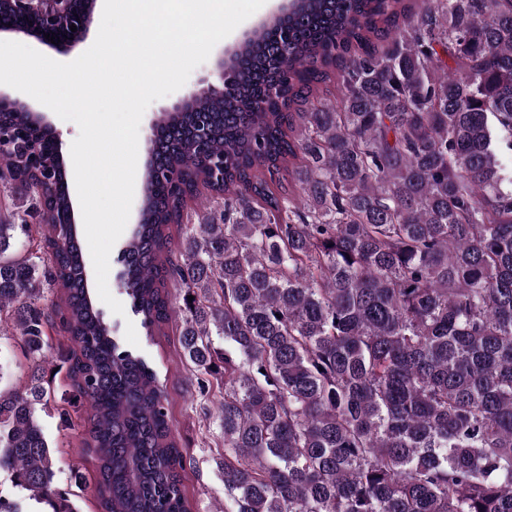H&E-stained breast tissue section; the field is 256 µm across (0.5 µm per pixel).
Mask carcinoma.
<instances>
[{
	"mask_svg": "<svg viewBox=\"0 0 512 512\" xmlns=\"http://www.w3.org/2000/svg\"><path fill=\"white\" fill-rule=\"evenodd\" d=\"M411 2L298 0L224 94L158 123L117 283L152 333L180 312L184 359L224 389L232 512H512V0ZM1 125L51 152L28 113ZM44 196L0 221V333L30 360L0 388V475L77 512L37 417L57 325L104 512H193L167 387L93 307L62 179Z\"/></svg>",
	"mask_w": 512,
	"mask_h": 512,
	"instance_id": "1",
	"label": "carcinoma"
}]
</instances>
